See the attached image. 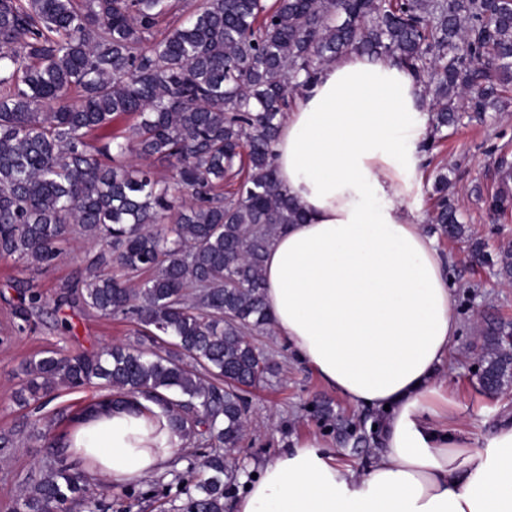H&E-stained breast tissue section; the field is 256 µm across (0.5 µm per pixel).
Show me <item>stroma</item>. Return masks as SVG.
Returning a JSON list of instances; mask_svg holds the SVG:
<instances>
[{"mask_svg":"<svg viewBox=\"0 0 512 512\" xmlns=\"http://www.w3.org/2000/svg\"><path fill=\"white\" fill-rule=\"evenodd\" d=\"M512 167V107L501 112L466 114L461 123L449 127L447 137L426 155L414 209L426 233L434 234L437 248L446 262L449 286L456 299L460 332L452 347V363L442 374L456 390L461 415L474 433L489 431L505 413L512 412V391L495 398L479 394L474 373L482 348L480 330L491 321L512 323V284L498 279L489 263L491 257L512 250V190L502 185L504 166ZM447 171L449 190L458 213L467 227L466 238L451 240L435 235L430 224L429 191L438 171ZM506 199L497 211L489 204L499 192ZM480 242L486 256L478 261L471 249ZM89 241L75 238L66 246L57 263L44 271L27 267L24 261L0 258V430L14 431L15 448L5 464H0V512H11L15 501L26 492V479L47 462L49 450L44 442L30 441L24 424L31 410L19 406L15 393L26 376L22 362L46 349L64 355L92 353L108 344H134L139 339L135 322L106 318L78 306L56 307L62 287L83 271L95 254ZM31 282L41 289L46 304L35 311L26 330H19L12 308L19 301L18 284ZM256 344L278 365V374L250 388L246 416L248 428L234 464L241 476L250 466L279 455L293 441L319 434L330 442L332 454L350 464L366 463L370 445H343L314 411L315 403L330 402L336 415L348 419L366 418V411L354 408L328 389L313 371L299 363L287 343L275 330L255 338ZM96 389H59L40 414L51 421L50 434L67 437L69 421H56L60 411L75 412L87 404ZM167 495L154 499L150 483L111 487L114 512H174L185 494L171 475L160 479Z\"/></svg>","mask_w":512,"mask_h":512,"instance_id":"1","label":"stroma"}]
</instances>
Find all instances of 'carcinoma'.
Masks as SVG:
<instances>
[{
    "label": "carcinoma",
    "mask_w": 512,
    "mask_h": 512,
    "mask_svg": "<svg viewBox=\"0 0 512 512\" xmlns=\"http://www.w3.org/2000/svg\"><path fill=\"white\" fill-rule=\"evenodd\" d=\"M175 0H0V256L37 270L72 236L98 246L62 305L129 315L154 350L106 347L23 363L16 401L64 387L107 390L106 402L152 413L204 462L170 474L185 486L179 512H224L226 454L245 436L247 389L276 373L254 344L272 320L263 259L278 231L304 217L280 190L273 145L293 99L325 65L361 52L396 58L430 97V151L467 112L512 93V0H199L192 17L154 30ZM122 116L136 122L112 133ZM134 154L140 165L132 168ZM166 162L171 175L154 171ZM431 223L466 236L434 184ZM512 281V251L490 261ZM149 274L139 288L112 274ZM42 294L26 288L13 315L29 324ZM480 391L512 388V325L482 328ZM343 441H366L361 421L316 407ZM14 512H109L96 475L60 444Z\"/></svg>",
    "instance_id": "1"
}]
</instances>
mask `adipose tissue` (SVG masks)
<instances>
[{"instance_id":"ef3b65f1","label":"adipose tissue","mask_w":512,"mask_h":512,"mask_svg":"<svg viewBox=\"0 0 512 512\" xmlns=\"http://www.w3.org/2000/svg\"><path fill=\"white\" fill-rule=\"evenodd\" d=\"M429 107L413 72L352 52L299 94L273 146L304 223L264 258L278 336L342 401L381 420L359 469L317 435L257 469L235 512H512V423L471 438L439 373L459 332L445 262L412 212ZM185 443L162 409L73 422L70 462L108 485L167 473Z\"/></svg>"}]
</instances>
